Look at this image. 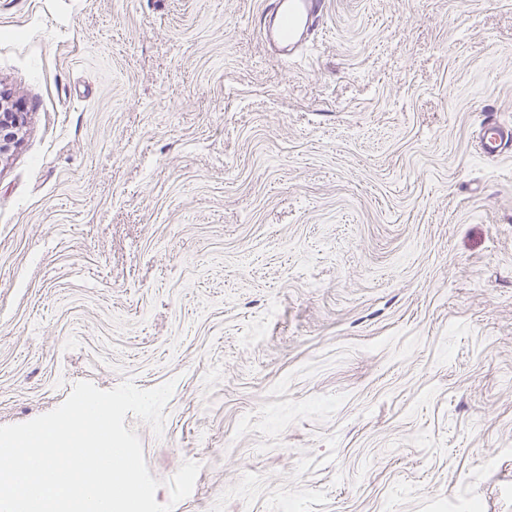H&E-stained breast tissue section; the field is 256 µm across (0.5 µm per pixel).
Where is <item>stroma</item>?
I'll return each mask as SVG.
<instances>
[{
    "mask_svg": "<svg viewBox=\"0 0 512 512\" xmlns=\"http://www.w3.org/2000/svg\"><path fill=\"white\" fill-rule=\"evenodd\" d=\"M264 2L0 0V426L170 382L173 512H512V0ZM324 0H273L267 1V11H272L273 24L265 38L268 43L284 46L286 55L305 39L313 20L322 14ZM26 120L24 108L0 92V160L19 144ZM512 141L511 129H505L499 123L485 119L482 122L481 149L487 156H498Z\"/></svg>",
    "mask_w": 512,
    "mask_h": 512,
    "instance_id": "1",
    "label": "stroma"
}]
</instances>
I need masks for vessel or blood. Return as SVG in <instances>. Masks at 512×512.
<instances>
[{
	"instance_id": "b4317fda",
	"label": "vessel or blood",
	"mask_w": 512,
	"mask_h": 512,
	"mask_svg": "<svg viewBox=\"0 0 512 512\" xmlns=\"http://www.w3.org/2000/svg\"><path fill=\"white\" fill-rule=\"evenodd\" d=\"M267 8L273 24L265 33L266 40L289 51L303 41L313 20L321 15L324 0H269ZM509 145L511 129L490 119L483 121L481 149L485 155L497 156Z\"/></svg>"
}]
</instances>
